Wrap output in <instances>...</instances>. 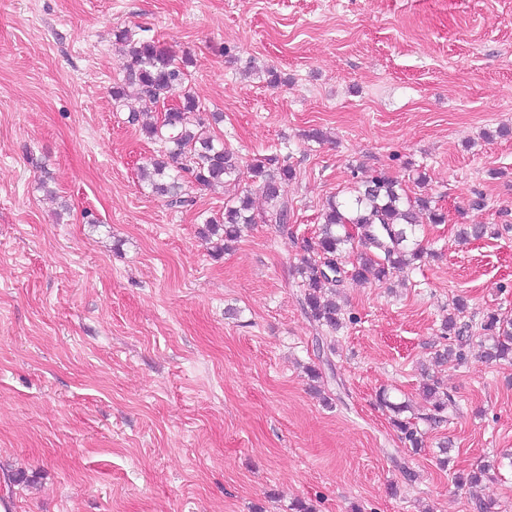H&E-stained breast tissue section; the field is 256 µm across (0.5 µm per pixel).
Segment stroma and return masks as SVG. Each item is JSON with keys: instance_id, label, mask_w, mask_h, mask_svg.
I'll return each instance as SVG.
<instances>
[{"instance_id": "1", "label": "stroma", "mask_w": 512, "mask_h": 512, "mask_svg": "<svg viewBox=\"0 0 512 512\" xmlns=\"http://www.w3.org/2000/svg\"><path fill=\"white\" fill-rule=\"evenodd\" d=\"M121 28L192 57L186 87L223 113L213 133L242 164L294 166L289 233L257 223L216 255L202 221L245 190L262 210L249 176L186 184V209L144 187L158 146L128 112L160 110L113 105ZM379 172L448 220L425 225L432 255L405 284L345 280L325 369L296 267L325 201ZM460 224L500 233L462 246ZM460 296L474 318L512 316V0H0L13 512H472L451 472L512 454V365L432 367ZM427 367L455 406L415 454L377 395L422 412Z\"/></svg>"}]
</instances>
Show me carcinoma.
I'll return each instance as SVG.
<instances>
[{"mask_svg":"<svg viewBox=\"0 0 512 512\" xmlns=\"http://www.w3.org/2000/svg\"><path fill=\"white\" fill-rule=\"evenodd\" d=\"M116 43L122 46L124 77L112 86V100L123 106L129 92H134L146 105L165 102L176 95L179 102L168 114V121L141 124L147 139L159 146L158 158L143 167L142 176L152 193L168 198V205L184 207L183 182L190 178L201 186H218L235 181L241 173L234 153L214 139L210 127L222 120V113L209 112L185 88L188 58L178 59L167 47L152 39L137 38L128 29L115 32ZM249 177L261 191L267 207L254 212L251 197L235 196L225 203L224 215L204 220L201 234L214 240V248L223 251L236 241L242 228L262 222L285 229L293 214L286 186L296 177L295 168L284 161L273 165V159H256L248 165ZM446 213L425 197L410 198L401 184L385 173L355 182L347 199L329 198L323 205L320 233L305 242L298 266L301 278V304L310 318L329 333L338 331L344 320V310L336 303L338 288L345 279L374 280L387 283L410 269L425 254L417 237V226L429 222L443 224ZM352 225L356 236L340 233ZM488 233L484 224H463L458 240L467 244ZM355 253L351 269L344 268L346 249ZM468 313V302L459 297L452 311L441 324L447 343L434 353V362L462 364L473 350L487 363L512 364V318L488 312L480 322V333L471 332L472 325L461 322ZM426 402L425 412L405 416L408 405L394 402L386 391L379 393V403L391 412L390 423L404 447L416 453L424 447L420 424L444 421L453 397L447 386L430 376L420 385ZM493 460L469 472H453L457 488L470 496L473 512H488V505L477 494L482 483L499 469Z\"/></svg>","mask_w":512,"mask_h":512,"instance_id":"obj_1","label":"carcinoma"}]
</instances>
